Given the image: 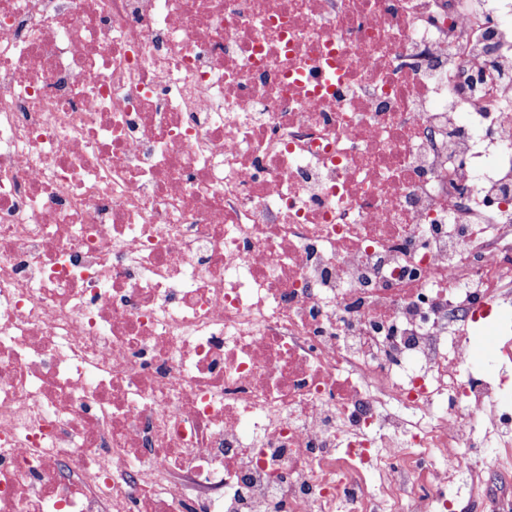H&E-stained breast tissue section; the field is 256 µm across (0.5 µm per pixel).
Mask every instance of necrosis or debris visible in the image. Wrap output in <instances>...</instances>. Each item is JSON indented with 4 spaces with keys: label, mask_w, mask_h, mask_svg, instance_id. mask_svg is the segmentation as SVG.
<instances>
[{
    "label": "necrosis or debris",
    "mask_w": 512,
    "mask_h": 512,
    "mask_svg": "<svg viewBox=\"0 0 512 512\" xmlns=\"http://www.w3.org/2000/svg\"><path fill=\"white\" fill-rule=\"evenodd\" d=\"M512 0H0V512H512Z\"/></svg>",
    "instance_id": "obj_1"
}]
</instances>
